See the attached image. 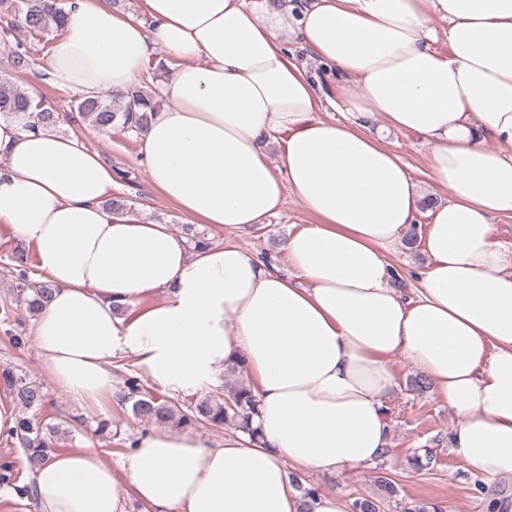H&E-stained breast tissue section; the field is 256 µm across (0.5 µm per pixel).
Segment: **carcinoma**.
<instances>
[{
	"label": "carcinoma",
	"instance_id": "carcinoma-1",
	"mask_svg": "<svg viewBox=\"0 0 512 512\" xmlns=\"http://www.w3.org/2000/svg\"><path fill=\"white\" fill-rule=\"evenodd\" d=\"M18 16L21 26L29 33L49 35L63 31L65 6L59 2L49 4L47 0H22ZM10 61L15 69H26L29 66L28 50L21 43H16L10 52ZM157 105L158 101L152 95L129 88L113 93L110 98L96 91L83 93L73 101V111L60 112L51 100L45 97L34 99L16 82L0 80V118L11 119L29 131L55 129L65 121H87L103 133L119 128L126 133L137 134L147 125L149 112ZM15 280L17 292L24 297L31 313L38 312L52 295L53 285L46 280L31 278L25 268L16 270ZM0 374L22 407L27 409L43 404L45 395L41 387L16 379L7 370ZM124 388L118 404L130 405L132 413L144 422L166 424L175 420L180 426H188L198 423L224 425L231 421L238 430L254 433L250 419L256 411V399L248 386H241L225 396L210 395L183 409L175 402L160 399L145 390L133 372L125 375ZM58 431L57 425H41L22 415L16 419L15 429L8 437L23 448L33 473L52 452L47 435Z\"/></svg>",
	"mask_w": 512,
	"mask_h": 512
}]
</instances>
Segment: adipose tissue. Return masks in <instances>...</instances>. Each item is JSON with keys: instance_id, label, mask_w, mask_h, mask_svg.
<instances>
[{"instance_id": "obj_1", "label": "adipose tissue", "mask_w": 512, "mask_h": 512, "mask_svg": "<svg viewBox=\"0 0 512 512\" xmlns=\"http://www.w3.org/2000/svg\"><path fill=\"white\" fill-rule=\"evenodd\" d=\"M142 4L149 31L109 0H68L52 83L126 89L160 45L172 64L140 138L163 197L194 223L241 230L290 195L312 222L289 235L285 272L237 245L194 249L168 225L113 214L112 169L76 137L0 120V242L32 247L54 286L33 341L56 389L112 398L124 356L174 392L240 360L257 400L256 442L159 428L116 470L89 444L51 456L35 475L40 512H127L130 496L151 512H350L288 472L336 477L389 455L399 354L454 410L452 452L512 476V250L491 224L512 215V0ZM291 41L335 70V97ZM372 115L422 137L447 202L426 206L366 130ZM423 211L428 262L407 293L387 253Z\"/></svg>"}]
</instances>
